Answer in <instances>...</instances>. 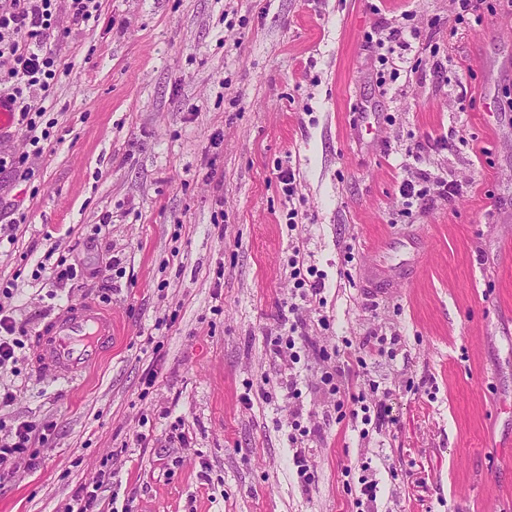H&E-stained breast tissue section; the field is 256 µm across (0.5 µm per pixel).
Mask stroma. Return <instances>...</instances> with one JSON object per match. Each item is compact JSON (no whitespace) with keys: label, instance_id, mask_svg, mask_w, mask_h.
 Wrapping results in <instances>:
<instances>
[{"label":"stroma","instance_id":"35a3bbf8","mask_svg":"<svg viewBox=\"0 0 512 512\" xmlns=\"http://www.w3.org/2000/svg\"><path fill=\"white\" fill-rule=\"evenodd\" d=\"M453 8L102 0L77 26L58 0L71 71L51 137L27 180L0 170V289L23 328L0 439L22 419L43 434L38 466L0 463V512H68L92 485L101 512H512V79L487 69L512 56V0H482L479 27L449 26ZM406 14L421 37L394 78L367 36ZM423 170L468 188L406 206ZM296 240L326 279L292 365L273 349ZM63 260L77 275L59 284ZM85 300L118 316L119 344L84 379L38 374L36 332ZM342 348L392 425L323 388Z\"/></svg>","mask_w":512,"mask_h":512}]
</instances>
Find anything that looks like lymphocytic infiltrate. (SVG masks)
<instances>
[{"label":"lymphocytic infiltrate","mask_w":512,"mask_h":512,"mask_svg":"<svg viewBox=\"0 0 512 512\" xmlns=\"http://www.w3.org/2000/svg\"><path fill=\"white\" fill-rule=\"evenodd\" d=\"M58 25L57 0H0V105L12 112L36 156L42 153V140L49 137L41 128L47 113L45 101L62 71L59 54L47 47ZM464 189L460 180L423 173L402 181L399 195L407 204L425 200L433 191L451 201ZM288 266L298 297L288 307L286 346L292 349L300 328L295 317L298 305L319 295L323 275L297 246L288 257Z\"/></svg>","instance_id":"obj_1"}]
</instances>
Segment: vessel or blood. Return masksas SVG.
Masks as SVG:
<instances>
[{
  "label": "vessel or blood",
  "instance_id": "vessel-or-blood-1",
  "mask_svg": "<svg viewBox=\"0 0 512 512\" xmlns=\"http://www.w3.org/2000/svg\"><path fill=\"white\" fill-rule=\"evenodd\" d=\"M119 334L111 309L94 302L65 306L39 331L34 364L66 380L82 377L112 350Z\"/></svg>",
  "mask_w": 512,
  "mask_h": 512
}]
</instances>
